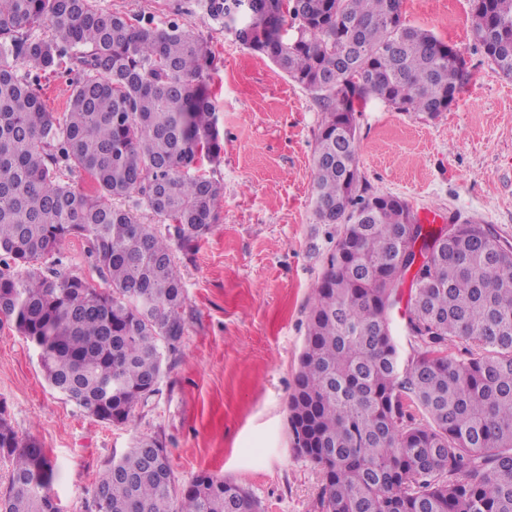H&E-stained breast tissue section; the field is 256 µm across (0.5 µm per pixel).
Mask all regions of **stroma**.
Wrapping results in <instances>:
<instances>
[{"label":"stroma","mask_w":512,"mask_h":512,"mask_svg":"<svg viewBox=\"0 0 512 512\" xmlns=\"http://www.w3.org/2000/svg\"><path fill=\"white\" fill-rule=\"evenodd\" d=\"M130 20L171 19L205 40L224 156L223 205L193 255L176 252L186 331L156 393L130 422L98 420L54 390L37 351L0 323V403L22 437L54 464L63 512H95L93 489L113 459L145 436L162 442L177 486L208 472L245 488L264 512H319L322 474L296 454L288 398L308 330L313 290L340 235L318 223L313 152L323 114L314 93L242 46L201 0H94ZM410 24L457 45L473 80L431 117L372 99L357 113L358 168L377 193L489 225L512 243V80L470 35L469 0H404ZM57 268L91 284L90 244L58 247Z\"/></svg>","instance_id":"obj_1"}]
</instances>
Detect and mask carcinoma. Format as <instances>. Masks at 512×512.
Returning <instances> with one entry per match:
<instances>
[{
    "label": "carcinoma",
    "instance_id": "obj_1",
    "mask_svg": "<svg viewBox=\"0 0 512 512\" xmlns=\"http://www.w3.org/2000/svg\"><path fill=\"white\" fill-rule=\"evenodd\" d=\"M403 2L205 3L324 113L314 211L342 231L314 289L288 421L294 449L322 473L320 512H512V255L489 226L467 221L411 269L404 255L434 232L404 234L408 201L373 192L357 168L362 104L435 116L470 80L460 50L405 23ZM470 2L475 43L512 79V0ZM43 24L53 35L34 37ZM66 59L79 77L56 115L40 79ZM208 61L205 42L174 21L133 23L92 0H0V322L36 349L53 389L102 421L131 420L185 333L174 249L191 254L222 205L219 181L202 170L224 153ZM63 169L94 191L64 181ZM133 193L173 231L160 236L115 204ZM70 237L88 240L104 287L44 265ZM411 270L404 316L420 349L404 357L392 284ZM0 461V512H61L52 461L1 407ZM93 498L96 512H262L206 472L176 492L150 437L110 464Z\"/></svg>",
    "mask_w": 512,
    "mask_h": 512
}]
</instances>
